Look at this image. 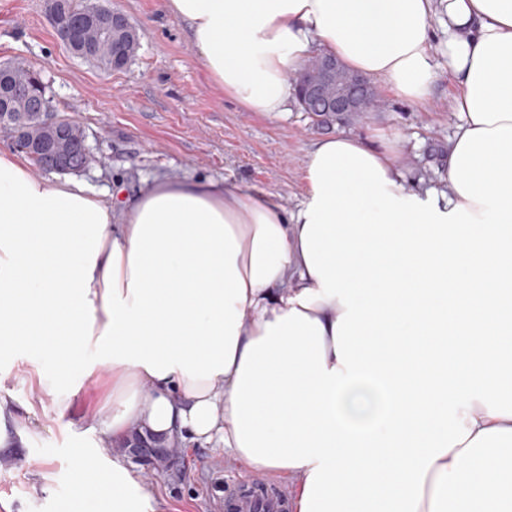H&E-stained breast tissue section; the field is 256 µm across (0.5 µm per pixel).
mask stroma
<instances>
[{"instance_id": "obj_1", "label": "stroma", "mask_w": 512, "mask_h": 512, "mask_svg": "<svg viewBox=\"0 0 512 512\" xmlns=\"http://www.w3.org/2000/svg\"><path fill=\"white\" fill-rule=\"evenodd\" d=\"M101 2L137 30L140 48L125 68L106 73L72 55L44 0H0V63L21 59L41 70L57 112L79 123L95 156L76 178L104 201L120 204L161 178L212 179L253 187L293 210L304 198L308 150L332 134L393 147L408 189L446 190L445 158L460 115L445 59H438L433 91L422 102L375 80L378 108L342 120L294 103L285 112H249L212 86L186 25L166 13L163 0ZM49 367L23 351L0 354V394L13 405L8 429L15 435L12 447L0 448V512H69L73 450L101 437L87 413L102 403L107 384L75 372L80 392L61 411L38 387ZM26 428L31 437H22ZM126 466L135 478L152 476L168 512H215L212 498L224 480L248 477L203 442L183 445L161 466L131 459Z\"/></svg>"}]
</instances>
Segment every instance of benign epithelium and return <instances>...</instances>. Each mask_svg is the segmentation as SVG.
<instances>
[{"mask_svg":"<svg viewBox=\"0 0 512 512\" xmlns=\"http://www.w3.org/2000/svg\"><path fill=\"white\" fill-rule=\"evenodd\" d=\"M48 13L54 23L56 32L61 40L76 56L94 53L98 44L81 41L78 28L91 25L99 35V44L112 43V33L118 29L129 26L126 16L119 10L108 8L100 3L91 4L80 18L71 17L70 0H46ZM343 69V62L337 57L326 55L319 59L317 72L319 78L313 80L302 75L297 77L299 99L308 101L322 107L325 112H334L340 116L346 112L360 110V98L370 90V84L365 77L356 73L342 81L335 80V76ZM27 89L19 85L12 75L0 69V131H7L8 125L4 120L9 117V101L15 95L25 94ZM45 126L51 130L50 137L33 145V149L40 153L43 159V171L61 172L71 169L68 157L63 151L65 131L60 126L53 109L49 106L42 110ZM123 447L132 448L134 458L140 462L147 461L155 454H164L176 457L179 448H170L151 443L140 437Z\"/></svg>","mask_w":512,"mask_h":512,"instance_id":"obj_1","label":"benign epithelium"}]
</instances>
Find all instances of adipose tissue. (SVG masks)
<instances>
[{"instance_id":"ef3b65f1","label":"adipose tissue","mask_w":512,"mask_h":512,"mask_svg":"<svg viewBox=\"0 0 512 512\" xmlns=\"http://www.w3.org/2000/svg\"><path fill=\"white\" fill-rule=\"evenodd\" d=\"M209 82L284 112L315 48L410 101L435 54L463 125L444 192L336 135L296 211L161 179L120 208L0 150V351L112 376V444L203 441L293 512H512V0H163ZM445 29L434 43L432 20ZM71 512H166L78 449Z\"/></svg>"}]
</instances>
